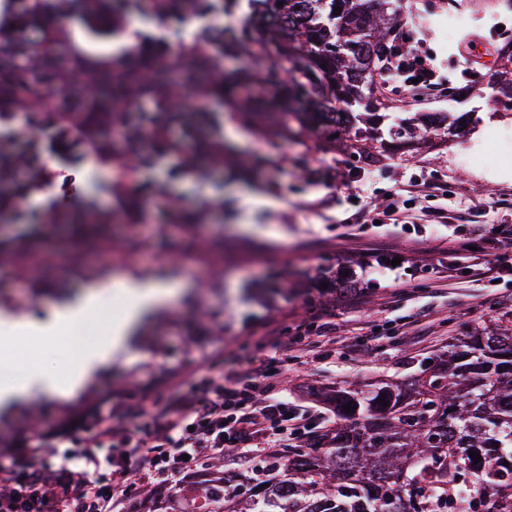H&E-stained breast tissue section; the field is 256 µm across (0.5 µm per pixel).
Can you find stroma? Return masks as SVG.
Instances as JSON below:
<instances>
[{"label":"stroma","instance_id":"stroma-1","mask_svg":"<svg viewBox=\"0 0 512 512\" xmlns=\"http://www.w3.org/2000/svg\"><path fill=\"white\" fill-rule=\"evenodd\" d=\"M468 2L469 24L445 40L436 24L452 18L449 0H397L401 27L421 38L436 83L410 90L377 83L394 111H444L448 83L465 78L482 86L488 71L512 78V62L497 52L499 44L512 42V0ZM462 108L472 112L473 121L459 137L432 132L410 150L377 162L342 146L326 153L310 143L273 147L234 113H225L224 136L237 149L236 162L256 159L260 169L253 177L203 180L148 172V179L170 181L181 202L177 211L156 202L145 205L141 216L152 227L151 261L139 259L145 245L123 222L112 226L118 255L110 261L91 228L79 231L63 223L48 241L36 235L33 224L0 223V235L28 239L30 249L59 255L43 274L29 271L20 277L0 265V307L18 316L46 314L60 296L80 295L105 272L176 277L184 284L178 302L149 320L127 352L85 391L64 402L36 398L0 426V470L24 473L29 459L42 453L46 442L37 424L71 426L78 412L107 414L111 402L159 393L175 374L199 382L209 375L204 359L211 355H222L225 368H245L265 353L263 329L271 320L290 330L331 309L339 335L377 338L367 352L332 346L325 359L292 365L281 387L289 400L309 406L318 422L335 414L313 396V388L410 381L422 361L447 348L451 336L511 315L512 274L495 283L475 271L465 227L477 224L487 234L493 225L512 224V163L464 166L458 150L464 142L492 143L503 129L512 130V104L474 97ZM66 174L68 187L35 193L24 204L27 214L57 200L71 214L91 202L122 209L116 175L94 156L73 149ZM412 178L441 187L456 204L462 226L431 228L421 236L356 225V194L366 193L379 206ZM201 208L207 222L187 223V216ZM378 251L403 254L424 266L440 260L452 266L453 275L442 281L424 270L409 285L389 277L377 286L361 264Z\"/></svg>","mask_w":512,"mask_h":512}]
</instances>
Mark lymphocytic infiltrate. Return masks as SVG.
Here are the masks:
<instances>
[{"mask_svg": "<svg viewBox=\"0 0 512 512\" xmlns=\"http://www.w3.org/2000/svg\"><path fill=\"white\" fill-rule=\"evenodd\" d=\"M408 79L430 82L433 70L420 58L413 37L402 36L388 53ZM19 148L17 138L0 140V213L10 214L20 201L57 181V170L38 161L30 144ZM512 225H502L477 245L475 260L487 262L496 273H512ZM336 332L332 313H323L297 326L293 335L280 327L268 328L265 340L271 350L265 359L244 370L217 372L198 385H175L171 396L149 398L138 404L118 401L108 417L93 418L69 436L86 448L83 465L52 468L48 460L58 454L32 458L28 473L17 478L0 472V512H46L50 501L64 512H118L139 502L141 512H158L163 500L181 489L185 480L197 478L205 461L235 449L250 461L288 445L289 428L306 426L302 406L277 394L276 382L289 365L321 357L325 341ZM140 415L143 427L127 424Z\"/></svg>", "mask_w": 512, "mask_h": 512, "instance_id": "1", "label": "lymphocytic infiltrate"}]
</instances>
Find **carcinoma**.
<instances>
[{"mask_svg":"<svg viewBox=\"0 0 512 512\" xmlns=\"http://www.w3.org/2000/svg\"><path fill=\"white\" fill-rule=\"evenodd\" d=\"M46 2L14 0L11 22L0 26V111L39 98L34 123L52 117L36 144L42 156L54 152L53 136L75 126L81 148L109 167L132 160L138 170L209 176L224 169L227 145L202 130L226 111L276 146L315 137L322 149L338 134L366 158L381 156L388 137L457 132L471 115L425 112L417 125L386 114L373 84L378 50L399 26L393 0H367L370 12L359 0H73L75 15ZM131 13L164 20L176 36L191 16L219 23L203 24L179 54L141 30L122 52L95 63L81 56L78 40H111ZM226 56L243 61L232 76L217 73ZM115 126L125 129L118 140ZM164 186L138 180L126 191L150 197ZM85 210L93 224L118 217ZM430 360L410 383L324 389L340 424L276 449L274 477L247 496L205 477L198 512L217 501L223 512H445L461 483L479 512H512V318L461 332Z\"/></svg>","mask_w":512,"mask_h":512,"instance_id":"1","label":"carcinoma"}]
</instances>
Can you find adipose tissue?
Here are the masks:
<instances>
[{"mask_svg":"<svg viewBox=\"0 0 512 512\" xmlns=\"http://www.w3.org/2000/svg\"><path fill=\"white\" fill-rule=\"evenodd\" d=\"M116 289L128 296L132 304L111 323L108 336L84 345L77 359L67 367L43 364L19 379L0 381V407L15 410L37 395L59 401L74 397L101 368L127 349L131 336L148 317L165 309L179 294L181 286L168 279L127 275L115 280L106 276L94 281L81 297L61 299L45 316L16 317L0 313V346L32 349L40 340L95 320L99 309L111 302Z\"/></svg>","mask_w":512,"mask_h":512,"instance_id":"obj_1","label":"adipose tissue"}]
</instances>
